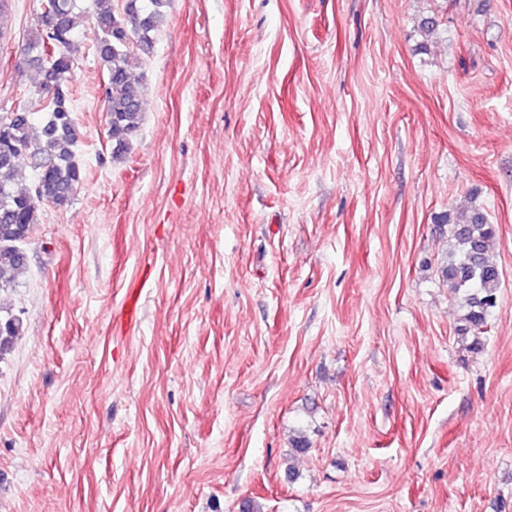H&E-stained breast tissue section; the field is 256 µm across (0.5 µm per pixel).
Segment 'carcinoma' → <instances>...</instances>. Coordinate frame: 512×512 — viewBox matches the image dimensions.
<instances>
[{
    "label": "carcinoma",
    "mask_w": 512,
    "mask_h": 512,
    "mask_svg": "<svg viewBox=\"0 0 512 512\" xmlns=\"http://www.w3.org/2000/svg\"><path fill=\"white\" fill-rule=\"evenodd\" d=\"M82 0H50L21 46L20 66L39 75L32 94L41 102L42 116L24 107L0 115V290L16 287L27 272L22 244L38 223L44 201L62 207L70 203L84 181L76 158L77 118L70 103L69 83L80 50L75 30L83 13ZM167 0H94V51L107 72L102 89L108 114L112 157L127 153L142 121V90L134 61L154 48V33ZM27 161L33 179L20 161ZM450 249L440 266L442 281L465 310L460 331L483 333L498 304L500 271L493 255L496 227L480 207L446 214ZM24 334L23 320L10 313L0 317V359Z\"/></svg>",
    "instance_id": "carcinoma-1"
}]
</instances>
